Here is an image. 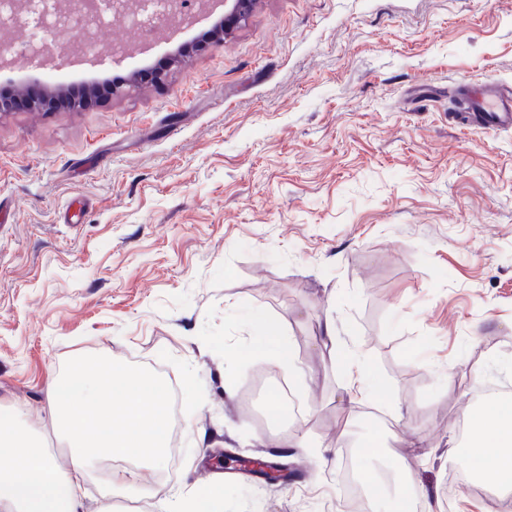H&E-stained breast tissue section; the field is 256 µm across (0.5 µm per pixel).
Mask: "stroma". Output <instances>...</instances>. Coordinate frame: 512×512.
<instances>
[{
  "instance_id": "1",
  "label": "stroma",
  "mask_w": 512,
  "mask_h": 512,
  "mask_svg": "<svg viewBox=\"0 0 512 512\" xmlns=\"http://www.w3.org/2000/svg\"><path fill=\"white\" fill-rule=\"evenodd\" d=\"M72 62L13 25L0 83L130 77L213 23ZM512 82V0H256L221 42L157 84L74 112L0 115V414L45 437L78 358L142 367L179 389L173 477L133 465L156 512L223 487L224 512H343L344 447L372 427L344 401L320 325L366 358L390 421L382 470L407 468L435 512H488L512 490L472 479L462 440L485 386L512 385V127L459 123L456 84ZM295 374L228 359L261 329ZM291 377L302 412L268 418L258 376ZM299 470L268 485L212 455ZM251 320L264 327L261 336H254L244 351L248 355H263L279 366L288 369L293 366L290 352V341L282 335L278 328L260 311L251 315Z\"/></svg>"
}]
</instances>
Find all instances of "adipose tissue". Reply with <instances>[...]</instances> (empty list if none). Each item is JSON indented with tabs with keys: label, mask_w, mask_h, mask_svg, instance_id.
Instances as JSON below:
<instances>
[{
	"label": "adipose tissue",
	"mask_w": 512,
	"mask_h": 512,
	"mask_svg": "<svg viewBox=\"0 0 512 512\" xmlns=\"http://www.w3.org/2000/svg\"><path fill=\"white\" fill-rule=\"evenodd\" d=\"M251 319L264 332L251 339L246 354L291 368L288 337L263 312H254ZM336 366L347 376L350 404L377 397L381 381L366 360L349 354L339 357ZM165 392L157 377L112 359L73 361L57 379L50 404L55 431L64 433L74 450L71 466L60 469L43 440L32 437L16 418L1 416L0 512H85L89 456L113 463L110 481L122 487L128 484L127 463L164 466L171 428ZM466 428L469 472L492 469L502 486L512 488V404L477 410L468 416ZM366 446L359 472L372 500L388 503V512H408V502L416 496L410 472L397 471L396 491L388 493L373 465L385 450L375 436Z\"/></svg>",
	"instance_id": "obj_1"
}]
</instances>
